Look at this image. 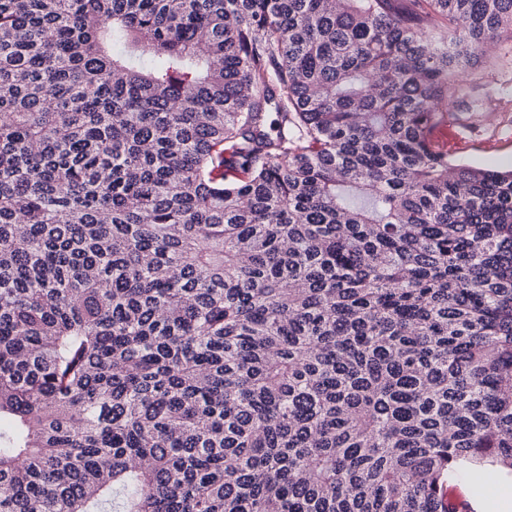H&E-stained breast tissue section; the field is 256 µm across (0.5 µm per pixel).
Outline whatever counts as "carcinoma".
<instances>
[{
  "instance_id": "cac0c4a2",
  "label": "carcinoma",
  "mask_w": 512,
  "mask_h": 512,
  "mask_svg": "<svg viewBox=\"0 0 512 512\" xmlns=\"http://www.w3.org/2000/svg\"><path fill=\"white\" fill-rule=\"evenodd\" d=\"M512 0H0V512H449L512 475V169L448 121Z\"/></svg>"
}]
</instances>
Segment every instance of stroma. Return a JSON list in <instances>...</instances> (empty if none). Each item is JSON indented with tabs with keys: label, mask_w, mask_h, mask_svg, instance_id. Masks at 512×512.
<instances>
[{
	"label": "stroma",
	"mask_w": 512,
	"mask_h": 512,
	"mask_svg": "<svg viewBox=\"0 0 512 512\" xmlns=\"http://www.w3.org/2000/svg\"><path fill=\"white\" fill-rule=\"evenodd\" d=\"M459 81L457 111L448 119L456 133L448 149L451 160L479 168H512V43H491L485 57Z\"/></svg>",
	"instance_id": "obj_1"
}]
</instances>
